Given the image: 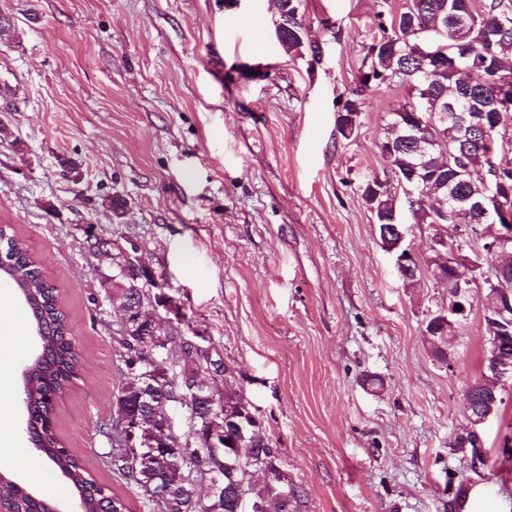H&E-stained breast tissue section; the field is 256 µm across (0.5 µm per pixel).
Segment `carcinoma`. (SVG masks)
<instances>
[{"instance_id":"carcinoma-1","label":"carcinoma","mask_w":512,"mask_h":512,"mask_svg":"<svg viewBox=\"0 0 512 512\" xmlns=\"http://www.w3.org/2000/svg\"><path fill=\"white\" fill-rule=\"evenodd\" d=\"M284 0L275 4L277 20L275 35L288 50H308L318 60L320 45L311 41L300 11L301 0H293L288 12L282 11ZM512 18L509 0H404L397 14L376 15L377 36L368 47L371 61L361 72L358 90L366 91L379 84L404 87L408 98L391 112L387 136L380 145L382 156L390 169L384 183L364 182L361 198L371 210L378 229L393 219L396 198L401 183L418 173L416 182L421 190L432 192L444 201L451 200L467 212L458 219L435 213L422 204L409 206L415 224H483L482 213L475 204L490 195L492 182L501 180L512 185V137L505 132L512 121V108L502 110L499 98V66L512 55V34L499 36L494 29L497 19ZM438 22L444 35L440 43L446 48L442 60L435 63L415 55L420 40L421 23ZM427 96L425 121L422 129L414 128L413 99ZM359 109L348 102L337 116V128L344 138L358 130ZM497 126L483 133L480 126ZM0 278L13 288H24L31 326L41 336L42 356L32 364L26 378L27 389L21 400L27 407L29 436L37 453L51 463L72 489L82 512H115L128 508L122 497L90 476L77 456L63 446L55 432L53 409L48 396H59L79 379L82 357L76 347L71 328L62 309L59 290L47 277L41 265L31 256L25 242L9 224L0 225ZM462 317L445 310L429 318L425 331L432 337L434 357L448 361V321ZM117 342L125 350L126 369L121 371L116 386L113 407L123 404L130 416L151 413V407L140 402L141 384L129 371L143 359L147 338L135 334L119 335ZM470 412L499 408L503 402L500 388L484 378L468 386ZM224 414L230 416L244 407L245 399L236 390L224 389ZM202 435L187 431L181 441L166 435L160 438L162 461L158 469L137 477L124 466L118 449L106 456V464L123 476L128 483L140 486L153 480L178 494L187 479L204 473L219 472L224 476V496L214 497L197 505L193 512H239L236 484L240 473L229 472L227 447L206 448L200 445ZM234 453L243 463L263 456L279 460L278 449L262 433L239 444ZM0 482V493L12 503L14 512H50L52 502L32 498L14 485L10 472ZM244 492L253 500L274 503L278 488L266 481H248Z\"/></svg>"}]
</instances>
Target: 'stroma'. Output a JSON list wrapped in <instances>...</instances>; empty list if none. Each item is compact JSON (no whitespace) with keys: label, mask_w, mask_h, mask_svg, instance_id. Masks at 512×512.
Masks as SVG:
<instances>
[{"label":"stroma","mask_w":512,"mask_h":512,"mask_svg":"<svg viewBox=\"0 0 512 512\" xmlns=\"http://www.w3.org/2000/svg\"><path fill=\"white\" fill-rule=\"evenodd\" d=\"M301 0L324 51L284 49L271 0H0V224L25 238L62 293L86 361L53 408L65 447L131 512L141 499L103 464L121 349L103 306L110 259L84 225L138 246L181 317L171 345L203 335L279 450L298 512H512V380L470 428L480 380L484 288L448 330V360L425 326L448 287L408 286L379 240L360 184L385 177L389 113L406 93H358L382 5ZM357 100V135L336 117ZM76 162L70 173L67 162ZM128 201L122 220L107 196ZM35 346L26 309L0 282V368L18 377ZM0 460L37 495L67 503L64 480L22 434L19 395L0 398Z\"/></svg>","instance_id":"obj_1"}]
</instances>
